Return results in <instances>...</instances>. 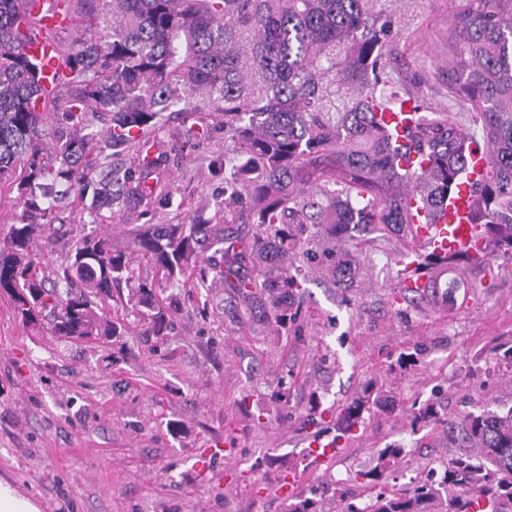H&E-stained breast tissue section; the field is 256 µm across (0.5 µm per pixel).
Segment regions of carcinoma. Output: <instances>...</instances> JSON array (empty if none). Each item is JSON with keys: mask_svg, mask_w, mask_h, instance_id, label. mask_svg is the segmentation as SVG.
I'll return each instance as SVG.
<instances>
[{"mask_svg": "<svg viewBox=\"0 0 512 512\" xmlns=\"http://www.w3.org/2000/svg\"><path fill=\"white\" fill-rule=\"evenodd\" d=\"M103 4L112 18L105 41L82 37L60 47L68 73L59 92L70 111L63 130L48 131L39 106L37 61L27 52L22 26L34 20L36 0H0V188L17 185L27 218L9 225L0 241V294L9 296L26 327L44 323L68 341L108 342L124 321L104 313L114 293L127 289L126 305L144 324L143 335H168V289L219 280L258 310L277 309L297 287L271 275L293 249L313 263L334 260L339 286L359 276L346 254L313 250L310 225L340 240L352 227L369 234L399 231L414 237L410 200L427 210L441 206L465 170L468 149L489 155L484 180L474 190L472 220L485 226L492 255L512 261V0H464L450 20L448 93L479 120L475 133L446 112L420 115L406 142L397 145L377 119L401 111L388 88L385 52L391 24L369 0H82ZM351 98L327 104L331 83ZM217 96L223 104L224 140L232 148L213 160L224 175V223L138 224L131 249L152 269L143 277L129 252L94 232L73 240L64 265L53 271L37 260L40 241L55 221L43 207L56 185L93 190L92 204L117 218L131 202L152 199L170 206L149 175L158 166L145 134L165 113L196 111L191 96ZM101 128L87 132L93 123ZM135 148L141 170H120L92 187L96 155ZM426 166L400 170L401 151ZM342 183L339 191L330 185ZM254 226L238 245L229 225ZM220 260L204 256L207 251ZM415 272L444 263L473 268L462 256L445 260L414 253ZM252 267L246 277L241 269ZM368 386L346 407L339 430L347 433L370 405L382 403ZM449 450L440 476L428 471L410 494L382 489L364 506L342 512H463L470 496L487 499L492 512H512V408H480L444 422ZM402 452L387 447L362 476L379 482L385 461Z\"/></svg>", "mask_w": 512, "mask_h": 512, "instance_id": "1", "label": "carcinoma"}]
</instances>
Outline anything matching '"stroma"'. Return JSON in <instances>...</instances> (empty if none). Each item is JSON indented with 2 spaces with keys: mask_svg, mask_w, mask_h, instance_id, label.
I'll use <instances>...</instances> for the list:
<instances>
[{
  "mask_svg": "<svg viewBox=\"0 0 512 512\" xmlns=\"http://www.w3.org/2000/svg\"><path fill=\"white\" fill-rule=\"evenodd\" d=\"M461 3L373 0L372 8L393 21L391 80L469 125L471 113L448 97L450 19ZM223 121L210 103L151 132L167 154L152 177L172 191V207L141 203L115 220L77 193L57 196L45 262L61 264L77 224L123 249L136 224L223 223L224 180L209 167L225 148ZM189 127L207 129L208 139L186 145ZM337 247L360 266L353 287L292 251L273 270L296 283L286 323L249 311L226 285L185 288L161 343L118 300L106 312L124 320V335L70 343L23 327L0 295V480L42 512H286L279 481L302 467L299 490L322 488L319 512H340L336 489L360 502L362 473L382 448L402 450L387 471L396 488L441 468L447 433L410 426L406 414L429 399L451 416L512 408V375L495 359L496 346L512 345V261L493 260L476 287L450 290L441 307L399 286L409 238L371 234ZM370 382L387 403L338 431L341 412ZM320 436L335 454L305 463Z\"/></svg>",
  "mask_w": 512,
  "mask_h": 512,
  "instance_id": "35a3bbf8",
  "label": "stroma"
}]
</instances>
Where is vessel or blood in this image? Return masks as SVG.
<instances>
[{
	"label": "vessel or blood",
	"mask_w": 512,
	"mask_h": 512,
	"mask_svg": "<svg viewBox=\"0 0 512 512\" xmlns=\"http://www.w3.org/2000/svg\"><path fill=\"white\" fill-rule=\"evenodd\" d=\"M35 16L34 24L26 33L27 50L40 63L39 98L45 102L55 96L65 77L54 36L71 26L73 19L63 0H39ZM487 170L485 148L479 144L472 145L463 179L443 206L432 212L417 207L414 229L422 250L440 256L465 253L474 263L481 265L491 261L490 245L470 219L473 189Z\"/></svg>",
	"instance_id": "1"
}]
</instances>
